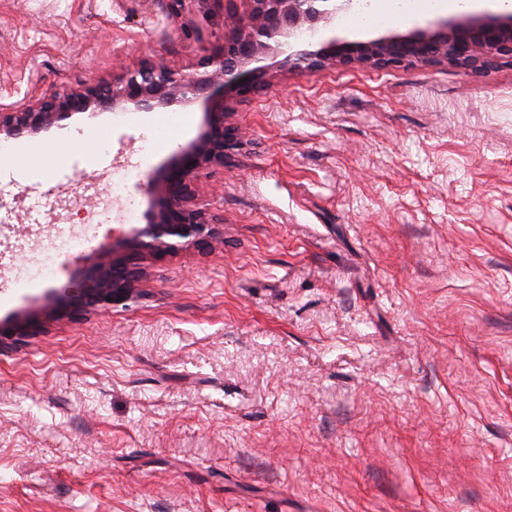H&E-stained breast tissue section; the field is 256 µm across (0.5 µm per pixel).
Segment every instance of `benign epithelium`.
<instances>
[{
	"label": "benign epithelium",
	"instance_id": "benign-epithelium-1",
	"mask_svg": "<svg viewBox=\"0 0 512 512\" xmlns=\"http://www.w3.org/2000/svg\"><path fill=\"white\" fill-rule=\"evenodd\" d=\"M248 11L237 33L224 46L206 51L191 74L163 64L128 69L109 83L42 93L12 112H0V142L36 136L76 114L94 118L103 112L132 107L137 111L201 99L206 104L198 136L179 147L150 177L151 205L146 224L134 227L121 244L108 245L85 260L79 286L51 291L41 305L17 309L0 318V350L47 332L63 320L110 312L138 296L149 261H159L180 247L198 246L214 236L224 218L199 203L202 176L224 168L240 149L243 132L227 123L229 104L247 100L266 83L270 54L283 56L292 71L317 73L327 66L395 69L420 62L449 63L482 71L512 59V11L463 12L439 18L405 33L372 39L331 35L299 44L296 31L318 28L341 12L360 7V0H245Z\"/></svg>",
	"mask_w": 512,
	"mask_h": 512
}]
</instances>
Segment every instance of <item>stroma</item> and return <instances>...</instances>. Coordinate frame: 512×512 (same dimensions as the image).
I'll list each match as a JSON object with an SVG mask.
<instances>
[{
    "instance_id": "1",
    "label": "stroma",
    "mask_w": 512,
    "mask_h": 512,
    "mask_svg": "<svg viewBox=\"0 0 512 512\" xmlns=\"http://www.w3.org/2000/svg\"><path fill=\"white\" fill-rule=\"evenodd\" d=\"M245 0H0V111L146 62L190 70ZM431 12L351 38L404 33ZM238 103L203 181L219 238L148 265L139 298L0 351V512H512V60L288 72ZM183 121L159 141L169 112ZM204 106L96 117L0 163V317L77 285L88 250L18 285L57 227L134 200Z\"/></svg>"
}]
</instances>
